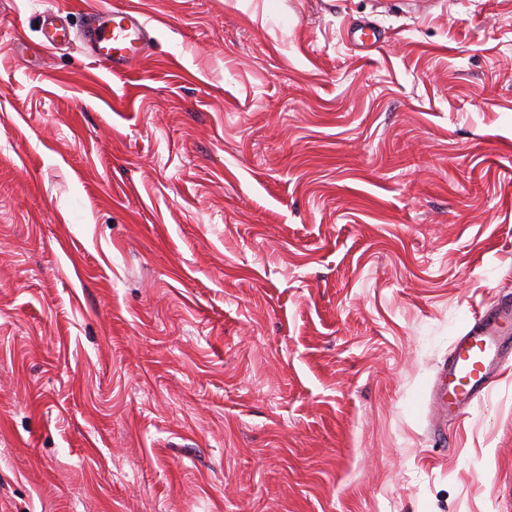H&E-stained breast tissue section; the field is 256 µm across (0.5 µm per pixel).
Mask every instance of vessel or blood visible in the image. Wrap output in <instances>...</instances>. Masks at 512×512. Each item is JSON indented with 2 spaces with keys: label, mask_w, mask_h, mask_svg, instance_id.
<instances>
[{
  "label": "vessel or blood",
  "mask_w": 512,
  "mask_h": 512,
  "mask_svg": "<svg viewBox=\"0 0 512 512\" xmlns=\"http://www.w3.org/2000/svg\"><path fill=\"white\" fill-rule=\"evenodd\" d=\"M87 56L112 74H121L144 55L153 30L141 15L130 9H93L85 12ZM47 43L68 37L54 10L43 15ZM512 362V302L504 300L469 318L466 330L456 336L438 374L447 381L444 394H431L430 405L438 418L458 416L482 402L497 384L504 367Z\"/></svg>",
  "instance_id": "vessel-or-blood-1"
}]
</instances>
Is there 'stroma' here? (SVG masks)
<instances>
[{
  "label": "stroma",
  "instance_id": "1",
  "mask_svg": "<svg viewBox=\"0 0 512 512\" xmlns=\"http://www.w3.org/2000/svg\"><path fill=\"white\" fill-rule=\"evenodd\" d=\"M509 298L512 0H0V512H512ZM43 14L45 42L54 46L65 41L68 38V31L60 23L62 17L52 9L45 10ZM87 25V56L113 75L121 74L153 41V30L130 9H92L82 13ZM512 360V302L500 301L468 319L438 370L447 381L444 398L434 387L430 405L439 419L458 416L482 402Z\"/></svg>",
  "mask_w": 512,
  "mask_h": 512
}]
</instances>
